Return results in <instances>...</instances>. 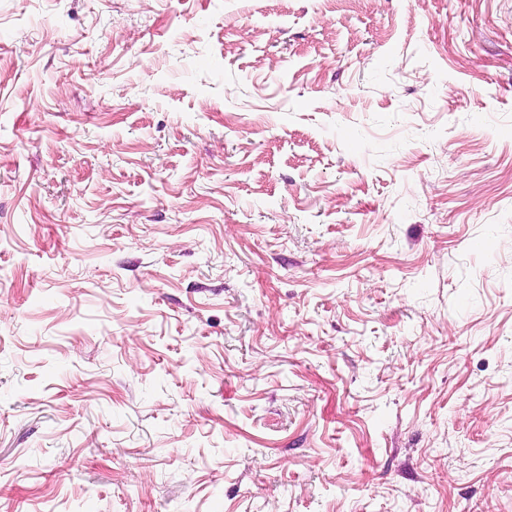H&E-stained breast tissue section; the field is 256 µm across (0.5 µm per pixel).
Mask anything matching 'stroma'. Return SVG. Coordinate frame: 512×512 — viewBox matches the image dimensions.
<instances>
[{"label":"stroma","instance_id":"1","mask_svg":"<svg viewBox=\"0 0 512 512\" xmlns=\"http://www.w3.org/2000/svg\"><path fill=\"white\" fill-rule=\"evenodd\" d=\"M0 512H512V0H0Z\"/></svg>","mask_w":512,"mask_h":512}]
</instances>
